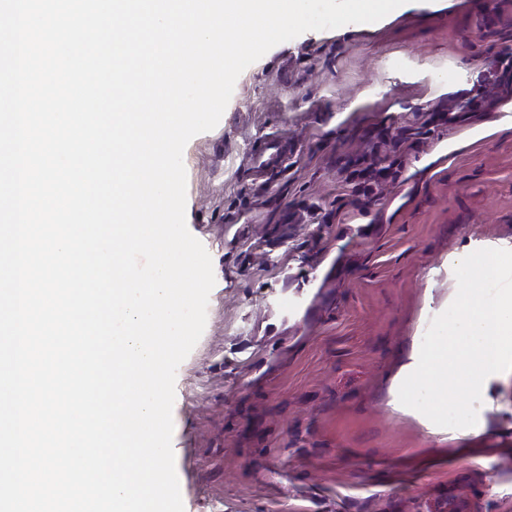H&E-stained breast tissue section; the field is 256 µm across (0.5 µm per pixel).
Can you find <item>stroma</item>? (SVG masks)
<instances>
[{
    "label": "stroma",
    "mask_w": 512,
    "mask_h": 512,
    "mask_svg": "<svg viewBox=\"0 0 512 512\" xmlns=\"http://www.w3.org/2000/svg\"><path fill=\"white\" fill-rule=\"evenodd\" d=\"M507 49L512 0H405L274 46L188 142L215 285L175 381L184 512H512V444H436L392 392L452 254L512 239Z\"/></svg>",
    "instance_id": "obj_1"
}]
</instances>
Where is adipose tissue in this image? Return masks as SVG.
Here are the masks:
<instances>
[{"instance_id":"1","label":"adipose tissue","mask_w":512,"mask_h":512,"mask_svg":"<svg viewBox=\"0 0 512 512\" xmlns=\"http://www.w3.org/2000/svg\"><path fill=\"white\" fill-rule=\"evenodd\" d=\"M448 280L447 300L392 388L437 441L477 448L489 435L485 410L512 393V244L456 255Z\"/></svg>"}]
</instances>
